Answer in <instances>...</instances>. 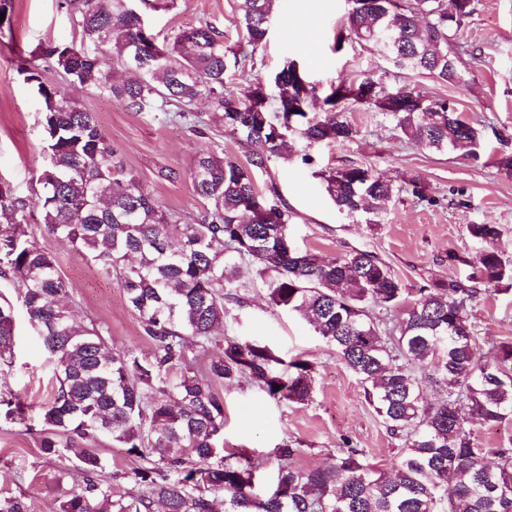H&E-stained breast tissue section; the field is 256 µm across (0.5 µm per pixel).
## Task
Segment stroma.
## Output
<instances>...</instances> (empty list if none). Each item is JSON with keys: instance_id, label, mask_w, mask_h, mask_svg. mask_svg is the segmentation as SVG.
Masks as SVG:
<instances>
[{"instance_id": "stroma-1", "label": "stroma", "mask_w": 512, "mask_h": 512, "mask_svg": "<svg viewBox=\"0 0 512 512\" xmlns=\"http://www.w3.org/2000/svg\"><path fill=\"white\" fill-rule=\"evenodd\" d=\"M350 7L349 0H278L252 76L271 78L288 60L297 61L310 81L323 87L341 78L372 75L389 88L407 84L425 96L453 101L464 117L491 123L494 132L480 159L462 150L437 153L402 138L381 113L341 102L342 118L360 130L357 139L312 146V164H277L255 175L260 191L277 187L292 213L294 245L327 260L354 248L374 252L406 287L416 288L430 279L466 278L484 248L467 234V225L497 224L502 229L498 248L512 262V175L498 167L500 154L512 153V0H474V12L458 35L463 50L457 66L467 81L462 89L425 72H397L370 47L351 42L337 46ZM234 10L235 0H178L172 10L145 9L144 18L163 37L207 23L225 45L234 47L239 41ZM6 16L0 25V182L30 199L43 160L40 98L19 72L18 61L41 42H72L80 34L59 0H8ZM73 94L95 112L141 185L185 221L198 219L203 210L189 178L197 151L217 147L239 161L248 154L245 143L225 135L219 113L206 104L197 106L207 124L205 135L199 136L177 119L129 112L119 101L86 89H74ZM347 165L367 166L397 181L420 173L435 202L419 204L401 195L391 203L383 224L368 229L363 218L337 211L320 176L322 170ZM27 232L55 258L80 320L100 326L114 349L150 352L151 342L115 278L48 234L43 225H28ZM452 252L457 261H449ZM230 311L227 335L266 344L283 360L299 357L314 365V393L304 405L274 400L245 380L219 388L224 450H247L260 477L259 495L272 491L274 451L288 444L300 449L294 463L301 469L326 466L348 446L359 449L377 470L393 469L399 452L395 439L365 402L358 379L305 320L271 306L257 279L247 288L243 304L231 305ZM471 314L478 324L477 352L481 359H492L496 345L512 339V290L488 291ZM4 386L24 399L29 414L22 424L0 416V494L26 497L31 512H58L73 484L77 461L70 454L45 456L37 443L39 411L51 397L52 372L21 314L16 317L14 363ZM97 448L107 461L103 477L114 494L134 491L131 474L139 459L105 439Z\"/></svg>"}]
</instances>
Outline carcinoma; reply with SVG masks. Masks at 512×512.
<instances>
[{"mask_svg":"<svg viewBox=\"0 0 512 512\" xmlns=\"http://www.w3.org/2000/svg\"><path fill=\"white\" fill-rule=\"evenodd\" d=\"M142 0H63L77 43L48 41L20 60V73L40 92L41 134L47 159L39 167L38 210L10 186L0 194V279L13 283L18 303L52 370L54 392L41 409L39 448L47 456L72 453L79 465L59 512H512V448H484L474 426L512 420V340L492 360L476 356L477 326L468 309L489 287H512V264L498 249V224H468L487 245L472 284L449 278L410 292L377 254L354 249L327 261L287 248L290 215L277 188L260 194L255 172L312 157L292 150L355 139L360 130L336 106L351 100L388 117L404 137L438 153L468 149L476 158L482 123L465 119L456 104L407 85L386 90L363 76L340 81L320 97L300 65L290 60L271 83L246 80L237 92L231 72L245 71L263 46L274 0H236L234 26L243 42L224 47L208 24L159 38L140 14ZM473 0H352L345 41L366 44L404 71L460 81L455 36L473 13ZM112 66L136 73L118 82ZM61 74L66 86L120 100L137 114L175 113L202 135L200 100L221 113L224 133L251 151L241 163L208 147L193 161L190 180L205 204L199 221L185 223L144 190L112 146L94 113L65 86L43 81ZM274 86L271 93L268 86ZM323 109L311 113L313 103ZM337 210L363 212L378 224L406 192L436 204L412 174L398 185L375 170L348 166L321 173ZM27 224L84 252L115 275L152 351H116L102 328L73 317L71 293L54 258L34 241ZM259 277L270 303L305 319L360 380L362 395L398 442L394 476L365 464L360 451L342 448L336 462L300 469L302 449L276 450L275 489L254 491L255 472L242 452L224 455V400L216 385L245 378L269 397L303 404L312 398L313 365L277 357L262 343L225 333V302L241 300L242 268ZM16 303V304H18ZM16 304L0 297V375L12 366ZM404 308L394 328L384 316ZM222 355L195 368L190 345ZM433 367L442 398L430 403L415 368ZM280 389H274V386ZM6 417L25 422L18 399H1ZM104 437L143 460L131 479L138 490L118 498L101 479L105 459L90 444ZM497 462H485L488 453ZM158 457L153 459L151 454ZM0 512H29L22 497L0 496Z\"/></svg>","mask_w":512,"mask_h":512,"instance_id":"cac0c4a2","label":"carcinoma"}]
</instances>
